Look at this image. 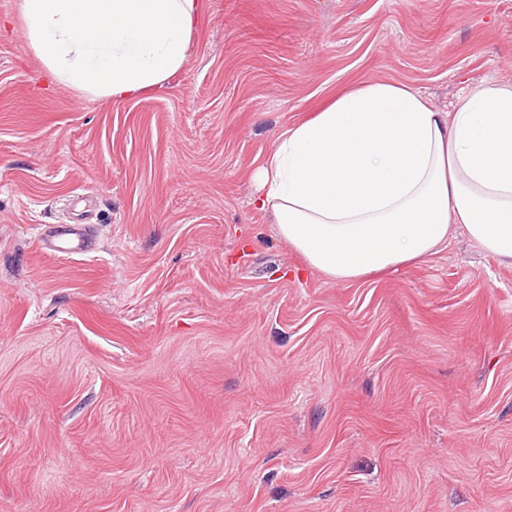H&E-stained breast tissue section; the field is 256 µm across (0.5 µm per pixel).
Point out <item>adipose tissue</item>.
I'll return each mask as SVG.
<instances>
[{
    "label": "adipose tissue",
    "instance_id": "ef3b65f1",
    "mask_svg": "<svg viewBox=\"0 0 512 512\" xmlns=\"http://www.w3.org/2000/svg\"><path fill=\"white\" fill-rule=\"evenodd\" d=\"M204 0H20L27 48L57 82L125 101L185 63ZM258 178L279 235L351 283L425 260L462 229L512 264V83L451 111L362 82L281 136Z\"/></svg>",
    "mask_w": 512,
    "mask_h": 512
}]
</instances>
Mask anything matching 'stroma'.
Returning <instances> with one entry per match:
<instances>
[{
    "instance_id": "35a3bbf8",
    "label": "stroma",
    "mask_w": 512,
    "mask_h": 512,
    "mask_svg": "<svg viewBox=\"0 0 512 512\" xmlns=\"http://www.w3.org/2000/svg\"><path fill=\"white\" fill-rule=\"evenodd\" d=\"M184 66L53 81L0 0V512H512V265L339 283L255 203L357 82H512V0H206ZM87 224L91 252H41ZM37 244L40 249L62 256H75L89 252L92 243L87 228L81 224H45Z\"/></svg>"
}]
</instances>
